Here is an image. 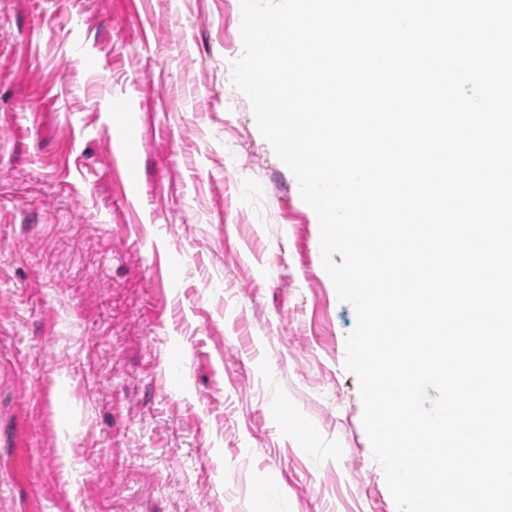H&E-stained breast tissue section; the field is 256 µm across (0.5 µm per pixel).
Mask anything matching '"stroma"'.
Wrapping results in <instances>:
<instances>
[{
  "label": "stroma",
  "mask_w": 512,
  "mask_h": 512,
  "mask_svg": "<svg viewBox=\"0 0 512 512\" xmlns=\"http://www.w3.org/2000/svg\"><path fill=\"white\" fill-rule=\"evenodd\" d=\"M240 26L0 0V512H397Z\"/></svg>",
  "instance_id": "stroma-1"
}]
</instances>
